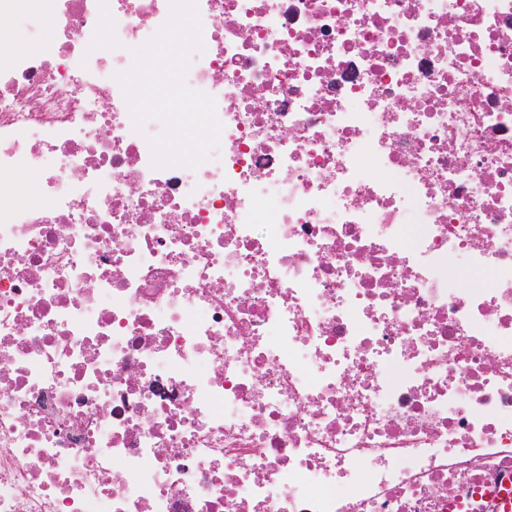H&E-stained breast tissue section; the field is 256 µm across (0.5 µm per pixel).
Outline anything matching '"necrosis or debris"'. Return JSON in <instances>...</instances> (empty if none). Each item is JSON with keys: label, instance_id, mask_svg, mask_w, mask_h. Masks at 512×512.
I'll use <instances>...</instances> for the list:
<instances>
[{"label": "necrosis or debris", "instance_id": "4bbe7bcc", "mask_svg": "<svg viewBox=\"0 0 512 512\" xmlns=\"http://www.w3.org/2000/svg\"><path fill=\"white\" fill-rule=\"evenodd\" d=\"M197 3L190 170L114 79L169 0H0V512H498L512 0Z\"/></svg>", "mask_w": 512, "mask_h": 512}]
</instances>
